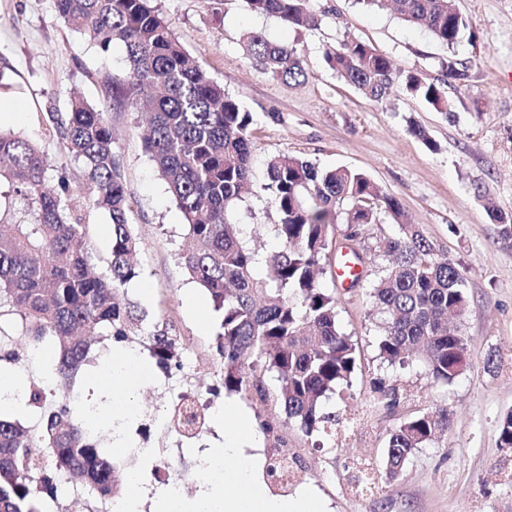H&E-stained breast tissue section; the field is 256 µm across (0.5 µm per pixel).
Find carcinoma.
Returning <instances> with one entry per match:
<instances>
[{
	"instance_id": "1",
	"label": "carcinoma",
	"mask_w": 512,
	"mask_h": 512,
	"mask_svg": "<svg viewBox=\"0 0 512 512\" xmlns=\"http://www.w3.org/2000/svg\"><path fill=\"white\" fill-rule=\"evenodd\" d=\"M310 0H245L260 14L277 16L298 28L319 25ZM60 18L88 36L103 52L124 45L128 69L109 82L113 106L149 112L143 147L186 221L190 248L179 255L188 275L203 288L220 317L216 351L224 363V389L255 391L266 399L262 368L275 374L276 403L287 423L308 437L336 428V413L323 401L349 383L355 347L338 326L336 289L323 286L336 258L339 224L344 237L359 236L382 213L398 233L384 239L389 263L373 287L384 315L379 356L404 366L416 356L436 380L460 375L465 337L448 325L467 308L465 278L416 224L408 221L397 197L365 173L321 169L296 156L279 154L265 163V188L278 215V247L259 252L244 242L247 229L235 219L238 202L251 182L255 144L253 116L224 91L175 35L153 0H54ZM399 18L452 49L474 39L454 0H393ZM247 55L270 77L300 82L302 59L285 42L260 33L246 42ZM327 65L362 94L382 101L395 87L438 112L450 113L448 88L468 77L467 63L448 57L442 79L396 68L361 41L325 50ZM60 147L84 163L83 182L60 176L48 181L47 155L35 144L0 130V178L26 202L31 220L0 224V317L20 316L25 336L36 346L53 342V378L69 383L94 356L95 345L146 336L154 358L165 368L181 365L174 336L165 329L144 333L148 313L131 302L125 286L140 274L137 236L129 223L124 175L113 151L106 113L72 98L68 111L49 110ZM109 219L110 258L106 270L91 271L83 207ZM0 327V361L17 364ZM26 405L39 412L36 427L0 419V512H48L45 498L58 499V484L75 478L109 506L128 483L130 470L101 447L98 428L67 402H54L45 389L28 385ZM182 395L172 416L176 432L195 436L207 417ZM448 409L436 408L401 423L385 451L387 475L397 477L414 452L448 429ZM498 442L512 448V412L501 417Z\"/></svg>"
}]
</instances>
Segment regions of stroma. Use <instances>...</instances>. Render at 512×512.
I'll use <instances>...</instances> for the list:
<instances>
[{"label": "stroma", "instance_id": "1", "mask_svg": "<svg viewBox=\"0 0 512 512\" xmlns=\"http://www.w3.org/2000/svg\"><path fill=\"white\" fill-rule=\"evenodd\" d=\"M156 3L186 49L253 116L254 177L238 212L242 223L261 225L257 248L274 243L276 216L264 188L268 157L288 153L322 168L365 173L401 201L436 251L464 274L468 306L457 330L467 340L468 367L445 383L420 361L391 367L380 359L376 264L360 286L337 291V320L358 361L350 386L326 404L339 417L335 436L312 441L297 427H284L274 401L224 392L215 349L220 320L178 259L187 244L184 218L144 151L140 113L113 109L103 89L105 77L127 68L123 47L101 51L64 23L54 0H0V95L17 108L0 129L39 145L52 163L49 178L63 173L77 183L83 163L50 136L45 107L51 102L67 111L75 92L105 112L139 241L142 272L127 284V295L182 346L181 368L167 372L150 364L129 393L138 418L126 456L142 481L155 490L175 480L186 494L198 490L201 456L218 437L215 427L188 439L168 426L178 397L194 395L216 408L235 404L251 447L263 457L274 450L258 420L283 426L291 478L284 486L269 484L272 494L313 497L323 512H512V448L497 442L498 421L512 410V240L502 239L486 209L491 201L512 215V0H456L475 38L451 49L389 8L356 0H310L321 23L301 30L249 11L244 0ZM251 32L293 46L305 65L304 82L288 84L257 69L243 51ZM351 40L430 80L441 77L448 56L470 62L467 82L449 93L451 114L398 89L380 102L366 98L323 60L326 47ZM413 122L426 128L438 151L409 133ZM380 380L397 398L375 392ZM437 407L452 417L448 430L417 449L398 477L387 478L390 432ZM164 455L173 460L166 473L156 468Z\"/></svg>", "mask_w": 512, "mask_h": 512}]
</instances>
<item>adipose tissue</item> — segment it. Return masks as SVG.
<instances>
[{"mask_svg":"<svg viewBox=\"0 0 512 512\" xmlns=\"http://www.w3.org/2000/svg\"><path fill=\"white\" fill-rule=\"evenodd\" d=\"M145 361L131 351L112 353L95 371L94 378L112 389H127L133 384ZM233 404H225L215 413V422L224 429V441L212 448L202 459L205 471H222L221 479L203 481L191 496L166 487L148 493L135 488L122 500L121 512H141L143 497H153L154 512H319L317 504L303 497L295 501L273 496L263 481V463L258 455L247 453L240 444L244 428Z\"/></svg>","mask_w":512,"mask_h":512,"instance_id":"1","label":"adipose tissue"}]
</instances>
